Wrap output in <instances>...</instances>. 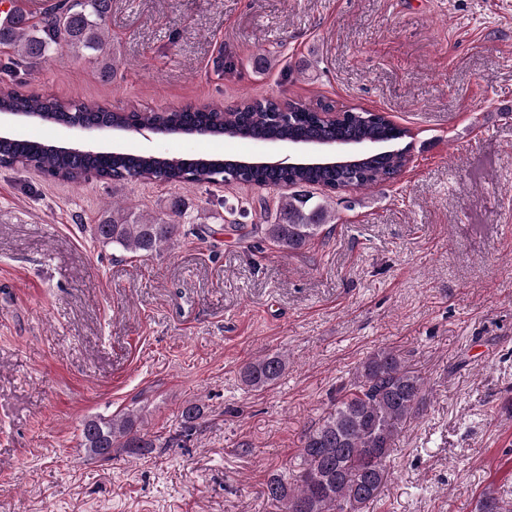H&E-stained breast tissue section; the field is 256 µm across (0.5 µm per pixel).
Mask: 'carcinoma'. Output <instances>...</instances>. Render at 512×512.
<instances>
[{
    "instance_id": "carcinoma-1",
    "label": "carcinoma",
    "mask_w": 512,
    "mask_h": 512,
    "mask_svg": "<svg viewBox=\"0 0 512 512\" xmlns=\"http://www.w3.org/2000/svg\"><path fill=\"white\" fill-rule=\"evenodd\" d=\"M12 2L10 14L0 18V49H6L8 55L1 71L13 75L65 47L77 57L90 59L102 75H113L112 44L104 31L112 0H60L48 4L36 22L24 0ZM288 109L293 112L288 121L276 118L283 103L274 99L243 102L230 108H185L161 115L112 111L24 94L14 87V80L0 79L1 111L23 112L50 125L68 120L129 127L158 123L172 132L212 137L255 141L361 139L380 148L391 147L407 136L405 129L363 109L334 124L322 122L315 110L297 102L288 103ZM408 161L406 151H379L361 163L360 173L354 175L347 167L311 166L306 162L285 168L256 166L249 169V182L259 187L288 189L321 185L330 190L350 183L352 188L361 189L394 178ZM15 166L33 167L76 185L94 177L115 181L159 179L194 186L212 182L217 168L238 169L235 164L207 163L197 158L147 153L74 154L49 149L32 139L0 140V167ZM277 213L278 222L263 224L261 230L264 238L290 253L318 237L325 223L324 206L309 208L307 199L299 195L281 197ZM174 230L175 225L162 223L159 216L146 218L128 207L114 206L112 215L96 226V235L104 244L133 255L151 256L170 244ZM287 368L286 356L271 354L246 364L240 377L248 388L264 391L274 386ZM424 386L423 377L409 369L396 350L383 348L370 354L342 389L334 408L317 427L303 435L297 474L290 479L277 473L270 475L264 496L278 512H363L385 485L386 460L407 420L417 413ZM202 414L196 402L183 406V436L190 435ZM137 421L138 416L130 410L88 417L81 422V447L93 456L105 448L147 455L156 447L155 440L138 429Z\"/></svg>"
}]
</instances>
